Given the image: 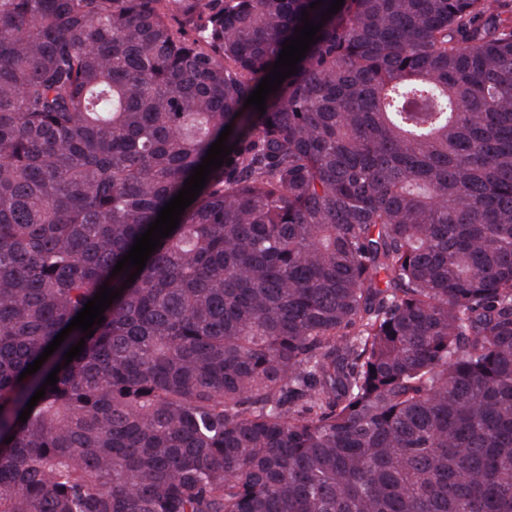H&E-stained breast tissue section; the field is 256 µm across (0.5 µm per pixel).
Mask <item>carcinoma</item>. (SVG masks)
Instances as JSON below:
<instances>
[{
  "mask_svg": "<svg viewBox=\"0 0 512 512\" xmlns=\"http://www.w3.org/2000/svg\"><path fill=\"white\" fill-rule=\"evenodd\" d=\"M313 2L0 0V512H512V0Z\"/></svg>",
  "mask_w": 512,
  "mask_h": 512,
  "instance_id": "cac0c4a2",
  "label": "carcinoma"
}]
</instances>
